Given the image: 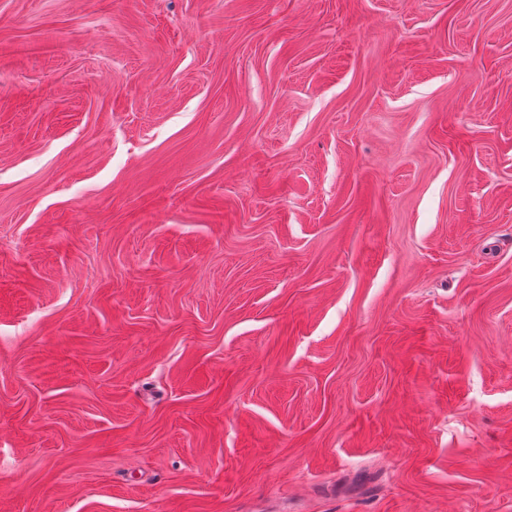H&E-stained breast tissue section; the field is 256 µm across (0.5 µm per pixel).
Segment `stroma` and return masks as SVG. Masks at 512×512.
Returning a JSON list of instances; mask_svg holds the SVG:
<instances>
[{
  "mask_svg": "<svg viewBox=\"0 0 512 512\" xmlns=\"http://www.w3.org/2000/svg\"><path fill=\"white\" fill-rule=\"evenodd\" d=\"M0 512H512V0H0Z\"/></svg>",
  "mask_w": 512,
  "mask_h": 512,
  "instance_id": "obj_1",
  "label": "stroma"
}]
</instances>
